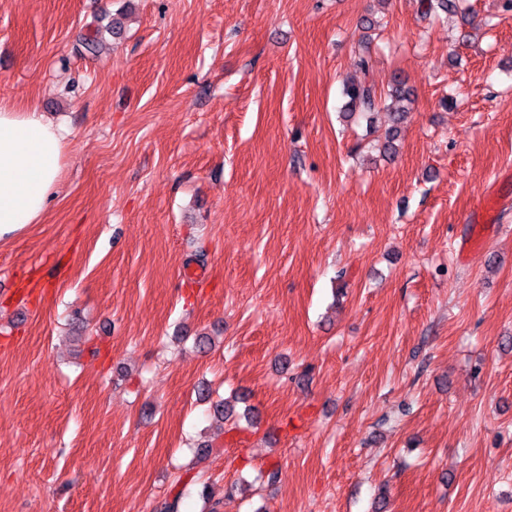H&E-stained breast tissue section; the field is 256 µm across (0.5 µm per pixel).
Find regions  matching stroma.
<instances>
[{
    "label": "stroma",
    "instance_id": "obj_1",
    "mask_svg": "<svg viewBox=\"0 0 512 512\" xmlns=\"http://www.w3.org/2000/svg\"><path fill=\"white\" fill-rule=\"evenodd\" d=\"M501 5L0 0V101L69 130L0 240V512H512ZM375 11L369 78L413 98L392 158L386 112L341 117Z\"/></svg>",
    "mask_w": 512,
    "mask_h": 512
}]
</instances>
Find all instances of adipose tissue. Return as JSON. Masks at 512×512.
Listing matches in <instances>:
<instances>
[{
  "instance_id": "1",
  "label": "adipose tissue",
  "mask_w": 512,
  "mask_h": 512,
  "mask_svg": "<svg viewBox=\"0 0 512 512\" xmlns=\"http://www.w3.org/2000/svg\"><path fill=\"white\" fill-rule=\"evenodd\" d=\"M62 130L38 104L0 103V239L40 223L64 168Z\"/></svg>"
}]
</instances>
